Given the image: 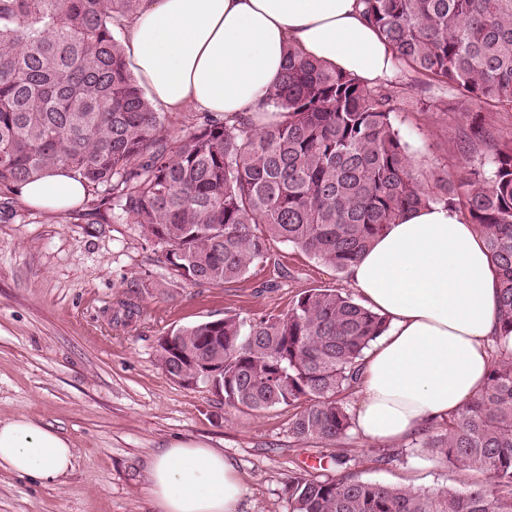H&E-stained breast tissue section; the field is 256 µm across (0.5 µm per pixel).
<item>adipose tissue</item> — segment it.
Masks as SVG:
<instances>
[{
	"label": "adipose tissue",
	"instance_id": "obj_1",
	"mask_svg": "<svg viewBox=\"0 0 512 512\" xmlns=\"http://www.w3.org/2000/svg\"><path fill=\"white\" fill-rule=\"evenodd\" d=\"M369 84L396 78L390 49L359 0H142L125 52L152 102L218 116L277 121L269 94L289 48ZM27 205L60 212L86 189L57 168L15 188ZM349 279L387 331L363 361L354 422L392 446L459 412L485 385L496 332L497 281L474 225L432 204L389 225ZM69 441L26 416L0 423V467L54 482L73 467ZM157 512H237L244 487L232 461L180 442L149 469Z\"/></svg>",
	"mask_w": 512,
	"mask_h": 512
}]
</instances>
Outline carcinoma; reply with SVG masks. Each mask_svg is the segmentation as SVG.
Here are the masks:
<instances>
[{
  "instance_id": "1",
  "label": "carcinoma",
  "mask_w": 512,
  "mask_h": 512,
  "mask_svg": "<svg viewBox=\"0 0 512 512\" xmlns=\"http://www.w3.org/2000/svg\"><path fill=\"white\" fill-rule=\"evenodd\" d=\"M401 66L465 105L459 153L488 148L432 185L395 128L396 92L370 89L288 49L270 95L280 120L261 129L209 118L168 145L166 118L136 83L113 30L140 0H0V186L64 167L112 202V220L138 225L173 279L222 287L279 241L346 272L388 225L443 203L463 211L499 282L487 383L413 444L473 476L465 487L419 491L300 472L285 483L290 512H512V134L475 110L512 112V0H361ZM387 329L338 289L301 292L277 316L176 329L157 340L160 367L242 412L288 409L297 441L335 447L352 427L348 398L363 352Z\"/></svg>"
}]
</instances>
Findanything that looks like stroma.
<instances>
[{
	"label": "stroma",
	"mask_w": 512,
	"mask_h": 512,
	"mask_svg": "<svg viewBox=\"0 0 512 512\" xmlns=\"http://www.w3.org/2000/svg\"><path fill=\"white\" fill-rule=\"evenodd\" d=\"M394 123L425 179L461 169L463 114L425 76L402 70ZM347 274L273 243L267 259L221 287L174 281L137 225L115 222L107 201L64 212L29 207L0 189V422L16 416L68 439L72 471L52 483L0 468V512H155L148 472L158 449L199 442L232 459L245 488L239 512H289L282 489L306 468L334 476V453L360 478L422 491L466 483L424 448L375 467L377 445L350 432L339 449L293 438L287 411L243 413L208 387L185 388L156 359L159 336L227 314L285 310L311 288L349 289ZM137 304L113 322L117 301Z\"/></svg>",
	"instance_id": "1"
}]
</instances>
